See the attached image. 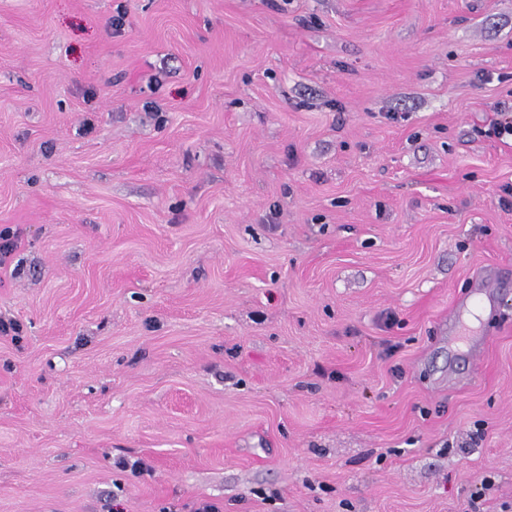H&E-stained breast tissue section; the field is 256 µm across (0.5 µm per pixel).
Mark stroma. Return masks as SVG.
Listing matches in <instances>:
<instances>
[{"label":"stroma","instance_id":"1","mask_svg":"<svg viewBox=\"0 0 512 512\" xmlns=\"http://www.w3.org/2000/svg\"><path fill=\"white\" fill-rule=\"evenodd\" d=\"M504 112L512 0H0V512H512Z\"/></svg>","mask_w":512,"mask_h":512}]
</instances>
